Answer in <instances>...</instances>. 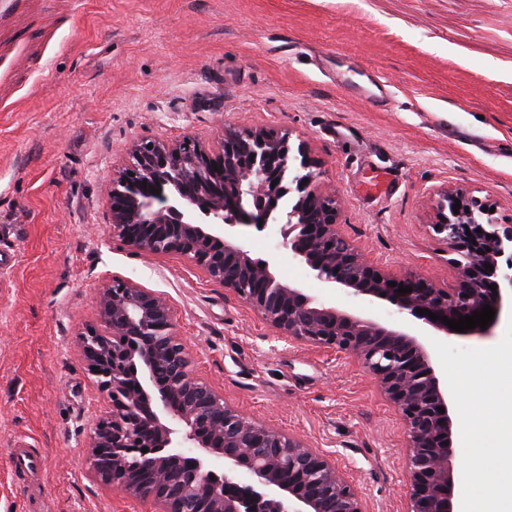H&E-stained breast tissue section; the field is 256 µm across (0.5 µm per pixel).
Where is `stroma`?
<instances>
[{
    "label": "stroma",
    "mask_w": 512,
    "mask_h": 512,
    "mask_svg": "<svg viewBox=\"0 0 512 512\" xmlns=\"http://www.w3.org/2000/svg\"><path fill=\"white\" fill-rule=\"evenodd\" d=\"M275 129L305 144L341 201V233L392 274L447 287L432 226L448 194L512 224V0H0V512H28L9 448L45 456L44 512H149L89 474L109 410L80 351L115 278L162 294L197 376L260 424L329 456L364 512H406L405 425L354 357L278 337L188 260L108 235L112 178L144 139L220 142ZM329 307L354 301L281 247L240 239ZM494 336L449 337L438 373Z\"/></svg>",
    "instance_id": "obj_1"
}]
</instances>
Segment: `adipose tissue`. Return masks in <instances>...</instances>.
Listing matches in <instances>:
<instances>
[{"instance_id": "adipose-tissue-1", "label": "adipose tissue", "mask_w": 512, "mask_h": 512, "mask_svg": "<svg viewBox=\"0 0 512 512\" xmlns=\"http://www.w3.org/2000/svg\"><path fill=\"white\" fill-rule=\"evenodd\" d=\"M485 360L494 364L497 374L492 382L473 389L468 382L475 375L473 363L460 366L461 382L457 388L460 403L461 433L469 443L471 451L463 464L471 474V491L462 500L459 512H512V498L501 499V486L512 487V469L499 476H492L491 466L500 448L494 425L485 416L494 409L501 397L512 396V355L503 357L489 351Z\"/></svg>"}]
</instances>
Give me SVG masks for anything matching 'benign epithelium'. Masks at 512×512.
<instances>
[{
  "instance_id": "benign-epithelium-1",
  "label": "benign epithelium",
  "mask_w": 512,
  "mask_h": 512,
  "mask_svg": "<svg viewBox=\"0 0 512 512\" xmlns=\"http://www.w3.org/2000/svg\"><path fill=\"white\" fill-rule=\"evenodd\" d=\"M289 137L275 130H226L212 150L192 138L135 145L112 178L108 232L126 245L154 255H179L200 267L255 310L278 335L334 348L360 361L405 421L410 455L408 512H452L448 489L457 461L450 452L456 397L441 385L434 345L453 333L442 320L416 309L459 319L489 305L495 317L512 311V225L478 221L483 204L463 194L448 196L449 214L433 225L455 245L461 260L455 287L442 288L414 274L395 276L369 262L339 232L340 202L317 185L316 166L305 145L297 147L300 171L289 177ZM159 193H150L151 188ZM248 194L260 204L240 208ZM459 212H454L455 201ZM280 227L282 247L326 287L350 289L355 298L384 299L409 317L405 328L327 307L301 288L279 280L269 262L256 266L237 239V229ZM217 241L224 255L199 248ZM494 270H489L488 266ZM396 286H390V283ZM412 291L399 294L398 285ZM497 285L491 290L490 285ZM100 325L82 334V355L110 410L94 426L89 471L100 484L161 507L160 512H362L357 490L326 456L299 438L262 425L237 409L215 405L223 396L194 373L184 341L173 332V313L162 295L114 278L102 289ZM444 412H439V408ZM143 480L115 467L116 458L142 448ZM224 459V493L202 481L193 495L183 490L181 460L208 474L212 459ZM166 470L153 485L150 472ZM247 470L262 491L235 482Z\"/></svg>"
}]
</instances>
